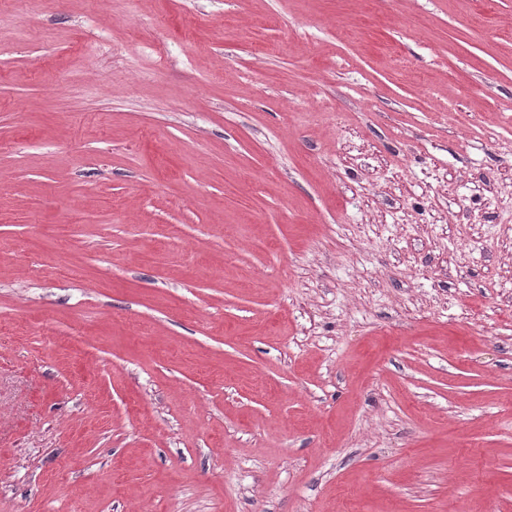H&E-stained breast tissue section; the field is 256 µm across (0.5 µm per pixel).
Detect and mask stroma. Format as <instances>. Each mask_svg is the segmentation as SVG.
I'll return each instance as SVG.
<instances>
[{"label": "stroma", "instance_id": "stroma-1", "mask_svg": "<svg viewBox=\"0 0 512 512\" xmlns=\"http://www.w3.org/2000/svg\"><path fill=\"white\" fill-rule=\"evenodd\" d=\"M0 512H512V0L0 6Z\"/></svg>", "mask_w": 512, "mask_h": 512}]
</instances>
